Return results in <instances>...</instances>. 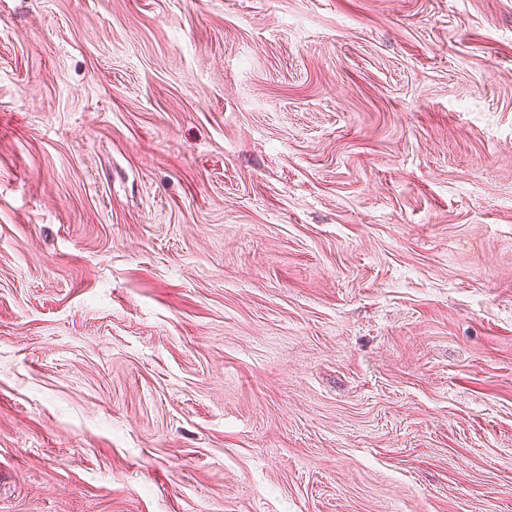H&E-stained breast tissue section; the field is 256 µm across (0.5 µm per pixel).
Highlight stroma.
I'll list each match as a JSON object with an SVG mask.
<instances>
[{"label":"stroma","instance_id":"35a3bbf8","mask_svg":"<svg viewBox=\"0 0 512 512\" xmlns=\"http://www.w3.org/2000/svg\"><path fill=\"white\" fill-rule=\"evenodd\" d=\"M0 512H512V0H0Z\"/></svg>","mask_w":512,"mask_h":512}]
</instances>
